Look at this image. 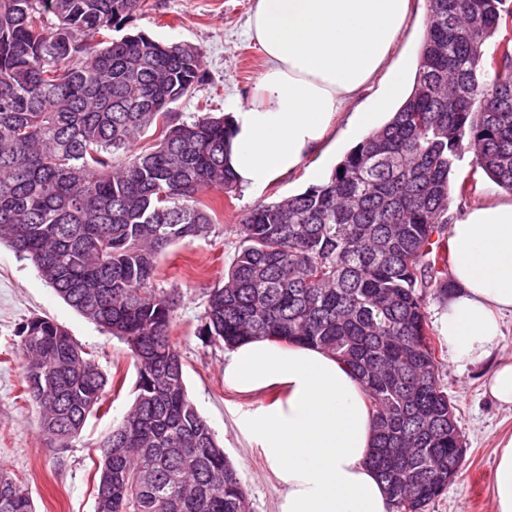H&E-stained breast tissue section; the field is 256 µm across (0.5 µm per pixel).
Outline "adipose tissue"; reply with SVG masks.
<instances>
[{"instance_id": "1", "label": "adipose tissue", "mask_w": 512, "mask_h": 512, "mask_svg": "<svg viewBox=\"0 0 512 512\" xmlns=\"http://www.w3.org/2000/svg\"><path fill=\"white\" fill-rule=\"evenodd\" d=\"M412 0H255L248 33L267 66L249 103L233 112L226 160L237 185L265 187L294 171L334 127L343 106L382 73ZM457 286L441 317L453 362L494 359L486 390L512 408V360L497 356L512 315V200L470 208L450 228ZM224 385L275 392L241 414L239 430L261 448L282 494L279 512H389L368 464L374 413L362 382L341 361L305 345L250 339L224 354ZM491 497L512 512V434L496 445Z\"/></svg>"}]
</instances>
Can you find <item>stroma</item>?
<instances>
[{"instance_id": "obj_1", "label": "stroma", "mask_w": 512, "mask_h": 512, "mask_svg": "<svg viewBox=\"0 0 512 512\" xmlns=\"http://www.w3.org/2000/svg\"><path fill=\"white\" fill-rule=\"evenodd\" d=\"M254 0H145L144 7L114 37L145 32L166 42H184L203 54L202 79L172 112L192 120L201 106L215 114L235 112L246 104L265 60L246 35ZM427 0H414L413 13L399 40L395 65L414 77L427 24ZM375 92L350 101L336 119L323 146L307 155L291 174L264 188L235 196L211 190L199 200L209 207L211 232L190 244L170 246L161 256L157 287L176 289L179 307L171 335L182 356L190 399L207 420L230 461L238 469L252 512H277L281 486L267 467L262 451L237 429L236 418L269 403L266 395L241 394L224 385V348L202 340L206 293L224 282L238 246L235 228L255 207L297 194L326 179L343 156L367 134L359 112L372 109ZM456 182L466 184L469 204L508 198L470 158L458 163ZM61 324L111 379L101 407L89 414L81 436L71 447L51 448L43 440L37 414L22 396L23 368L17 330L32 316ZM440 378L456 405L464 440V465L458 478L427 512H493L490 485L498 437L512 433V409L498 406L483 384L491 364L452 363L440 354ZM136 370L128 345L103 331L62 301L34 265L7 244H0V465L30 491L37 512H96L97 463L100 443L131 407Z\"/></svg>"}]
</instances>
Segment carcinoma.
Wrapping results in <instances>:
<instances>
[{"mask_svg": "<svg viewBox=\"0 0 512 512\" xmlns=\"http://www.w3.org/2000/svg\"><path fill=\"white\" fill-rule=\"evenodd\" d=\"M144 0H0V243L82 316L125 341L135 400L103 444L97 512H251L239 472L188 397L158 259L213 224L198 195L237 192L230 126L170 105L202 52L119 28ZM512 0H428L410 92L318 185L252 209L198 334L325 349L365 386L369 465L393 512H426L464 464L426 296L448 300L455 161L512 192ZM159 130L150 149L137 135ZM23 391L51 448L79 438L107 378L55 321L18 331ZM0 512H35L0 468Z\"/></svg>", "mask_w": 512, "mask_h": 512, "instance_id": "carcinoma-1", "label": "carcinoma"}]
</instances>
